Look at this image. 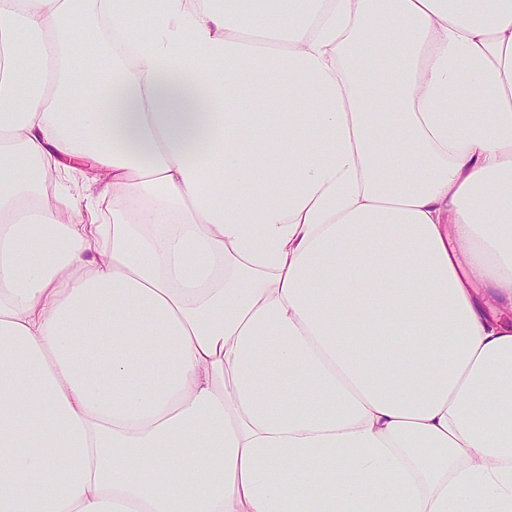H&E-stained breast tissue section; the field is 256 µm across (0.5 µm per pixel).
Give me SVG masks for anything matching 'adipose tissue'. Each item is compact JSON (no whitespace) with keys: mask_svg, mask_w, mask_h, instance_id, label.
Returning a JSON list of instances; mask_svg holds the SVG:
<instances>
[{"mask_svg":"<svg viewBox=\"0 0 512 512\" xmlns=\"http://www.w3.org/2000/svg\"><path fill=\"white\" fill-rule=\"evenodd\" d=\"M0 471V512H512V0H0Z\"/></svg>","mask_w":512,"mask_h":512,"instance_id":"obj_1","label":"adipose tissue"}]
</instances>
